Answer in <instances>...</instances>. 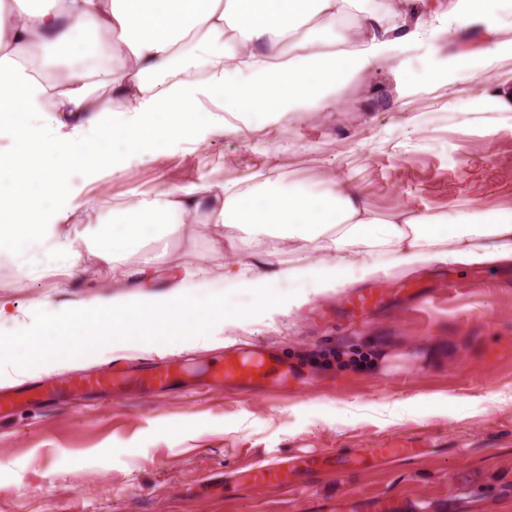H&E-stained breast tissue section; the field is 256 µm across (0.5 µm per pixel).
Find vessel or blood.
<instances>
[{
	"label": "vessel or blood",
	"instance_id": "obj_1",
	"mask_svg": "<svg viewBox=\"0 0 512 512\" xmlns=\"http://www.w3.org/2000/svg\"><path fill=\"white\" fill-rule=\"evenodd\" d=\"M378 301L377 290L368 289L347 295L344 305L352 315L361 317L367 314ZM212 375L214 378L230 381L243 389H255L270 381L288 382L293 373L272 353L253 349L234 357L225 358L223 364L213 369ZM177 378L178 375L173 365L162 362L141 369L127 368L86 374L62 384H46L37 381L23 384L7 395L0 393V409L17 404L41 405L73 390L120 392L130 389L163 388L171 385ZM250 476L258 485L282 486L288 481L287 473L274 460L255 466L251 469Z\"/></svg>",
	"mask_w": 512,
	"mask_h": 512
}]
</instances>
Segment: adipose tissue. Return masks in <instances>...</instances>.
<instances>
[{
    "mask_svg": "<svg viewBox=\"0 0 512 512\" xmlns=\"http://www.w3.org/2000/svg\"><path fill=\"white\" fill-rule=\"evenodd\" d=\"M487 0H462V21L480 18L488 49L471 78L477 103L512 112V39L487 13ZM359 0H0V254L20 258L87 249L112 265L124 251L189 219L219 217L248 236L304 239L325 259L295 260L288 277L319 288L348 284L364 251L392 255V268L428 262L512 264V207L492 211L386 215L353 187L316 191L268 179L239 191L221 183L180 186L113 211L112 220L73 239L57 224L59 197L73 171L107 170L145 142L183 137L203 119L204 102L239 109L313 112L351 78L383 60L377 32L411 37L368 14L370 46L349 48L339 24ZM250 70L252 83L233 77ZM109 103L96 101V86ZM138 293L104 294L67 306L37 328L13 319L0 348L21 365L57 363L104 342L193 336L227 314L205 277L184 274L162 292L144 291L149 265L133 271Z\"/></svg>",
    "mask_w": 512,
    "mask_h": 512,
    "instance_id": "1",
    "label": "adipose tissue"
}]
</instances>
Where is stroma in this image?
<instances>
[{"mask_svg": "<svg viewBox=\"0 0 512 512\" xmlns=\"http://www.w3.org/2000/svg\"><path fill=\"white\" fill-rule=\"evenodd\" d=\"M402 5L424 26L387 45L384 63L319 111L215 107L190 137L71 177L60 199L70 235L177 186L246 189L269 177L319 190L338 179L380 214L512 204V114L473 104L469 73L455 64L482 47L480 25L459 28L460 0ZM242 236L233 224H181L122 253L110 275L83 253L74 278L59 256H0V300L29 325L96 293H131L128 274L147 260L157 289L201 266L227 308L250 312L158 346L106 345L58 368L0 358V391L163 360L183 369L179 387L165 391H73L0 414V512H336L368 495L397 512H512V265L434 262L319 291L283 275L289 260L322 259L314 243L261 236L243 248ZM228 266L279 273L273 306H253L225 280ZM451 279L460 283L453 293ZM363 288L383 289L385 301L349 317L343 300ZM252 341L304 385L239 390L208 376V365ZM379 351L388 358L377 366ZM309 452L350 466L294 475L287 487L247 476L269 454L292 465Z\"/></svg>", "mask_w": 512, "mask_h": 512, "instance_id": "35a3bbf8", "label": "stroma"}]
</instances>
